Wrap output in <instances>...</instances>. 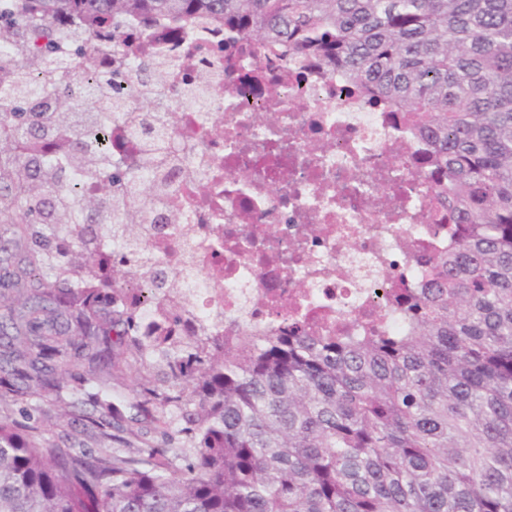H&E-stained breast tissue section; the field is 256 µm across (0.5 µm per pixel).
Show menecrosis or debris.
<instances>
[{"mask_svg":"<svg viewBox=\"0 0 512 512\" xmlns=\"http://www.w3.org/2000/svg\"><path fill=\"white\" fill-rule=\"evenodd\" d=\"M52 29L54 59L86 80L80 20L60 18ZM119 31L108 58L126 60L125 88L140 89L138 62L161 68L164 108L181 118L172 128L150 115L136 127L104 97L106 141L127 175L148 142L173 156L151 207L163 228L149 250L181 269L196 318L227 336L284 321L311 336H365L374 325L401 334L397 299L416 290L429 255L447 250L453 222L448 206L429 207L428 183L411 175L426 145L304 58L266 64L268 87L239 83L255 66L250 47L239 37L232 53L218 51L208 17L154 37L132 17ZM243 168L250 177L241 183Z\"/></svg>","mask_w":512,"mask_h":512,"instance_id":"1","label":"necrosis or debris"}]
</instances>
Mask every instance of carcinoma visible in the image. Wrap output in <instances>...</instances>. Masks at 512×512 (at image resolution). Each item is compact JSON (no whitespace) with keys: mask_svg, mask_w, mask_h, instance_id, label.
<instances>
[{"mask_svg":"<svg viewBox=\"0 0 512 512\" xmlns=\"http://www.w3.org/2000/svg\"><path fill=\"white\" fill-rule=\"evenodd\" d=\"M19 2L0 20V407L61 388L73 357L104 375L155 365L164 384L136 405L164 443L124 449L98 391L85 426L113 447L0 417V512H512V0ZM64 14L82 18L89 63L122 17L202 14L256 60L306 53L400 113L456 231L400 304L405 332L230 339L183 323L179 277L147 250L159 184L112 175L104 116L77 123L88 104L67 76L33 98L41 60L18 48L51 42ZM138 162L158 170L163 146Z\"/></svg>","mask_w":512,"mask_h":512,"instance_id":"1","label":"carcinoma"}]
</instances>
